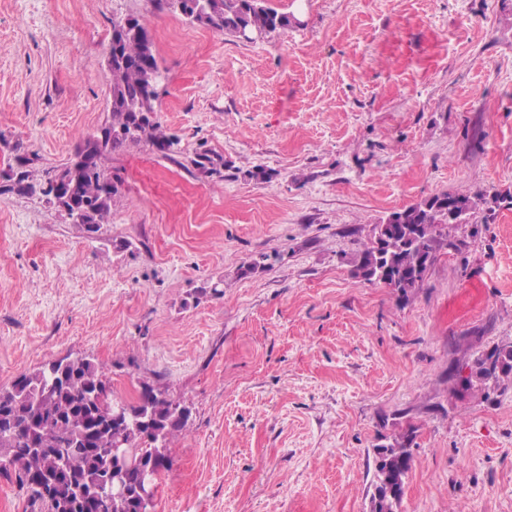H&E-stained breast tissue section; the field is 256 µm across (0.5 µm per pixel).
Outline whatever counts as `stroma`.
Returning <instances> with one entry per match:
<instances>
[{"mask_svg":"<svg viewBox=\"0 0 512 512\" xmlns=\"http://www.w3.org/2000/svg\"><path fill=\"white\" fill-rule=\"evenodd\" d=\"M267 4L301 27L247 43L149 0H0V186L97 133L116 18L153 36L179 139L107 155L96 233L0 195V387L68 355L122 398L166 386L192 416L158 512H366L374 449L402 434V512H512V387L448 380L512 342V0ZM480 190L505 200L409 298L355 277L374 224ZM207 281L223 296L195 298Z\"/></svg>","mask_w":512,"mask_h":512,"instance_id":"35a3bbf8","label":"stroma"}]
</instances>
